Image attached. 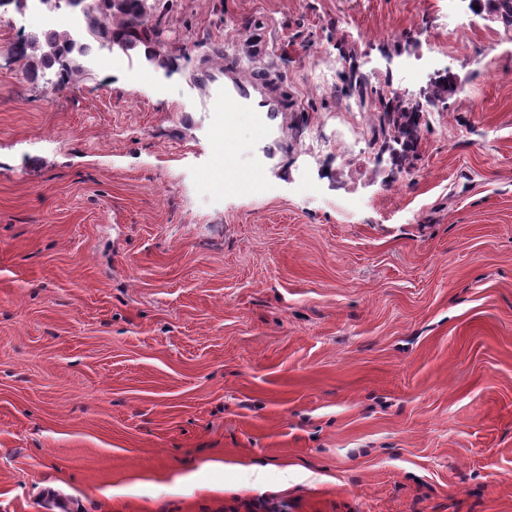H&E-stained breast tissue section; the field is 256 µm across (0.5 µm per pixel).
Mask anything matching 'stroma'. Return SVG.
<instances>
[{
  "instance_id": "1",
  "label": "stroma",
  "mask_w": 512,
  "mask_h": 512,
  "mask_svg": "<svg viewBox=\"0 0 512 512\" xmlns=\"http://www.w3.org/2000/svg\"><path fill=\"white\" fill-rule=\"evenodd\" d=\"M161 22L170 76L74 85L0 17V512H512V30L466 0ZM353 65L457 89L352 189ZM195 67L264 73L275 116L208 111Z\"/></svg>"
}]
</instances>
